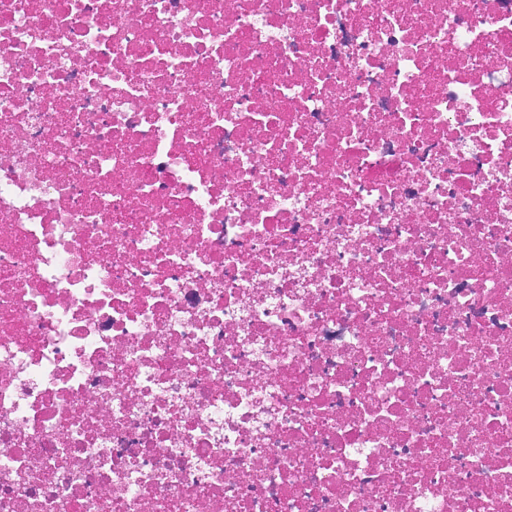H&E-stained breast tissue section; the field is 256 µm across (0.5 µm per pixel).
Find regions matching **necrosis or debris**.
<instances>
[{"mask_svg": "<svg viewBox=\"0 0 512 512\" xmlns=\"http://www.w3.org/2000/svg\"><path fill=\"white\" fill-rule=\"evenodd\" d=\"M0 512H512V0H0Z\"/></svg>", "mask_w": 512, "mask_h": 512, "instance_id": "necrosis-or-debris-1", "label": "necrosis or debris"}]
</instances>
